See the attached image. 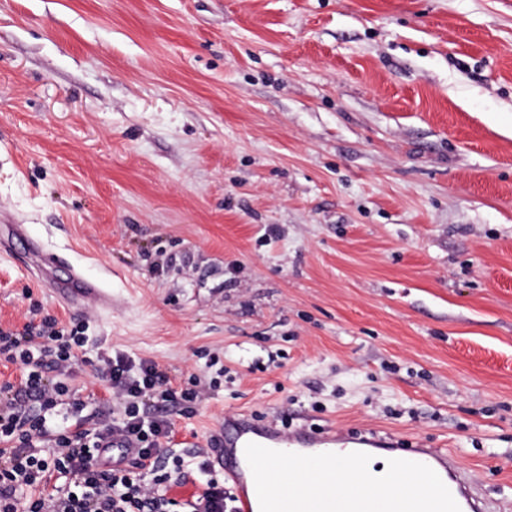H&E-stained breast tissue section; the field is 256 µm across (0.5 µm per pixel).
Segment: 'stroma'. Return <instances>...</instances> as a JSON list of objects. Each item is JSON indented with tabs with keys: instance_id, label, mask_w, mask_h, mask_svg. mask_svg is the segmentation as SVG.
<instances>
[{
	"instance_id": "1",
	"label": "stroma",
	"mask_w": 512,
	"mask_h": 512,
	"mask_svg": "<svg viewBox=\"0 0 512 512\" xmlns=\"http://www.w3.org/2000/svg\"><path fill=\"white\" fill-rule=\"evenodd\" d=\"M0 329L150 359L173 455L300 411L512 512V0H0ZM105 281L68 307L28 240ZM64 403L112 417L76 366Z\"/></svg>"
}]
</instances>
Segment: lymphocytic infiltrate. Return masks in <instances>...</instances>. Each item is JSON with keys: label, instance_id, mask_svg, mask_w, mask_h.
<instances>
[{"label": "lymphocytic infiltrate", "instance_id": "obj_1", "mask_svg": "<svg viewBox=\"0 0 512 512\" xmlns=\"http://www.w3.org/2000/svg\"><path fill=\"white\" fill-rule=\"evenodd\" d=\"M87 341L84 325L66 334L53 319L36 332L0 330V355L27 371L23 385L0 386V512H172L175 507V500L160 498L155 487L180 482L183 462L163 457L171 422L145 407L151 401L192 403L198 390L173 389L154 361L98 356L95 370L121 405L111 427L137 451L126 466L99 462L98 429L74 431L67 420L54 418L58 396L67 393V379L85 359ZM53 471L64 484L43 490L44 477Z\"/></svg>", "mask_w": 512, "mask_h": 512}]
</instances>
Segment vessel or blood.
Listing matches in <instances>:
<instances>
[{"label": "vessel or blood", "mask_w": 512, "mask_h": 512, "mask_svg": "<svg viewBox=\"0 0 512 512\" xmlns=\"http://www.w3.org/2000/svg\"><path fill=\"white\" fill-rule=\"evenodd\" d=\"M55 290L72 304L92 301L105 309L112 306V295L108 289L77 270L72 272L68 282L56 285ZM209 439L213 444L210 467L231 482L236 512H260L254 478L245 456V447L250 443L270 449L289 448L306 455L381 453L390 459L421 463L438 474L460 512H489V502L484 494L462 469L454 454L445 448H427L376 431L340 433L307 424L282 428L274 422L261 421L247 414L224 419L211 431ZM100 445L109 449L116 461H128L134 455L132 442L117 432L104 435Z\"/></svg>", "instance_id": "vessel-or-blood-1"}]
</instances>
